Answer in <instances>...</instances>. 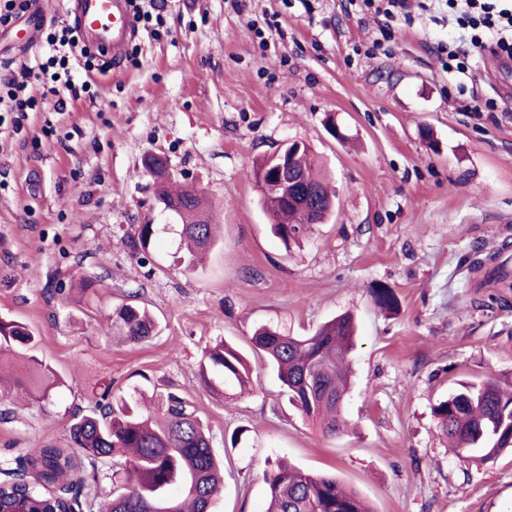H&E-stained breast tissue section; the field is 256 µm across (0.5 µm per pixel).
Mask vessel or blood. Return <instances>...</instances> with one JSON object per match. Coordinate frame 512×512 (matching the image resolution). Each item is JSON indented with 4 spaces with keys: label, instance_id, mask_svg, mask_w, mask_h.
I'll return each instance as SVG.
<instances>
[{
    "label": "vessel or blood",
    "instance_id": "b4317fda",
    "mask_svg": "<svg viewBox=\"0 0 512 512\" xmlns=\"http://www.w3.org/2000/svg\"><path fill=\"white\" fill-rule=\"evenodd\" d=\"M81 40L120 60L134 31L128 0H66Z\"/></svg>",
    "mask_w": 512,
    "mask_h": 512
}]
</instances>
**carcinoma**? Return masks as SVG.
<instances>
[{"label": "carcinoma", "mask_w": 512, "mask_h": 512, "mask_svg": "<svg viewBox=\"0 0 512 512\" xmlns=\"http://www.w3.org/2000/svg\"><path fill=\"white\" fill-rule=\"evenodd\" d=\"M287 160L289 168L316 188V206L312 208L286 202V189L261 190L262 206L275 219L274 234L288 248L299 242L311 223H325L335 207V194L318 166L309 160L306 145L287 149ZM155 195L161 201L183 205L188 223L181 224L180 236L190 245L188 263H193V254L207 249L215 239V225L201 218L200 196L189 194L184 186L173 188L169 179L158 184ZM492 284L511 289L512 272L499 264L485 270L478 287ZM371 296L385 312H394L399 306L392 289L382 284L371 290ZM112 330L135 343L152 336L155 323L146 309L123 303L113 310ZM354 335V318L342 314L310 336H292L263 326L250 342L259 358L276 371L289 402L322 433L336 436L346 425L343 407ZM34 344L35 336L23 324L0 320V364L11 360L16 348ZM208 361L223 373L224 380L243 389L250 384L248 360L228 343L209 350ZM17 367L19 371L0 378V394L21 390L38 403L48 401L55 384L53 371L33 356ZM432 413L452 448L468 459L486 461L512 448V390L494 381L460 384L433 405ZM70 441L90 466L93 481L122 475L124 485L113 492L101 512H154L155 506L169 512H211L214 496L223 484L210 435L174 395L168 397L166 408L157 417H144L125 398H113L101 404L100 412L76 417L70 426ZM113 458L120 468L112 472L109 462ZM27 461L41 467L40 476L49 486L77 467L75 453L52 447L29 449ZM264 482L266 512H374L358 492L345 488L336 477L309 473L285 462L266 471ZM68 493L67 486L41 496L36 495L34 486L21 489L30 512L81 507L76 496L67 502Z\"/></svg>", "instance_id": "cac0c4a2"}]
</instances>
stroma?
Returning a JSON list of instances; mask_svg holds the SVG:
<instances>
[{"label": "stroma", "mask_w": 512, "mask_h": 512, "mask_svg": "<svg viewBox=\"0 0 512 512\" xmlns=\"http://www.w3.org/2000/svg\"><path fill=\"white\" fill-rule=\"evenodd\" d=\"M164 2V35L140 26L90 94L0 132V318L35 333L61 381L43 407L0 400V469L32 448H69L75 413L103 394L159 406L173 394L223 463L214 512H264L263 474L280 460L336 476L375 512H512V451L458 456L432 414L459 381L512 387V302L471 270L512 242V59L486 50L467 73L442 65L434 45L469 36L445 0L391 21L373 54V11L342 0ZM28 24L0 29V79L32 62ZM294 140L338 196L329 222L287 248L249 173ZM150 153L221 226L194 268L142 168ZM142 224L162 227L145 251ZM380 284L398 312L374 305ZM124 302L156 317L153 336L113 338ZM344 313L357 325L350 427L328 436L289 404L250 338L262 325L305 336ZM222 340L248 356V392L203 371Z\"/></svg>", "instance_id": "stroma-1"}]
</instances>
